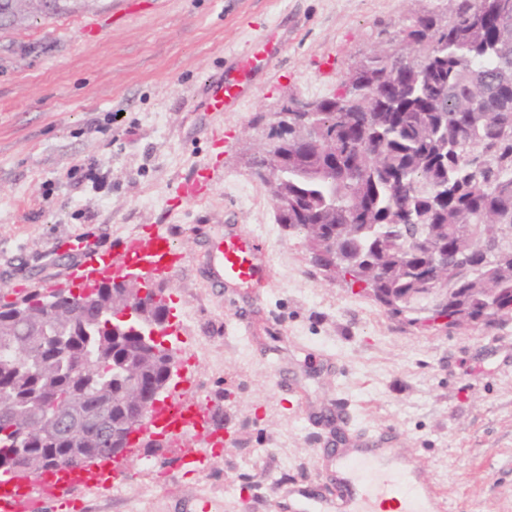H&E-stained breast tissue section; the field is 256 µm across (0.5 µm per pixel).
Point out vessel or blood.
<instances>
[{"label":"vessel or blood","instance_id":"b4317fda","mask_svg":"<svg viewBox=\"0 0 512 512\" xmlns=\"http://www.w3.org/2000/svg\"><path fill=\"white\" fill-rule=\"evenodd\" d=\"M282 50L276 32H269L253 49L239 56L224 74L212 78L205 87L202 106L208 112H227L241 104L252 92L251 75L257 61H269ZM211 164H200L175 188L181 202L206 198L212 186ZM81 262L75 263L71 279L78 289L92 287L94 272L108 271L120 277L131 268L146 265L147 275H163L180 267L184 256L178 252L163 226H155L151 236L133 235L122 243V260L90 242L79 248ZM212 263L218 266L219 280L239 287L270 285L271 271L260 237L242 229L225 231L217 243ZM202 408L184 407L172 399L156 406L146 419L144 430L158 429L175 441H185L205 424ZM84 470L66 475L48 467L19 483L17 477L0 474V512H64L75 490L90 485ZM336 491V512H445V503L432 485L421 483L418 470L388 469L382 466L375 449L365 448L353 456L337 455L336 468L323 482Z\"/></svg>","mask_w":512,"mask_h":512}]
</instances>
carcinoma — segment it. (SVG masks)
I'll list each match as a JSON object with an SVG mask.
<instances>
[{
	"label": "carcinoma",
	"instance_id": "carcinoma-1",
	"mask_svg": "<svg viewBox=\"0 0 512 512\" xmlns=\"http://www.w3.org/2000/svg\"><path fill=\"white\" fill-rule=\"evenodd\" d=\"M447 17L412 13L396 45L352 64L340 92L299 113L302 130L270 125L273 149L253 164L275 173L271 197L287 204L277 221L304 238L315 266L333 249L361 269L350 284L374 290L389 314L415 326L429 316L448 326L487 327L512 319V266L494 253L512 251V0H448ZM446 279L445 293H427ZM116 306L137 292L107 287ZM141 313L170 314L163 289ZM40 292L0 299V467L15 475L58 466L68 454L99 448V436L77 443L36 420L29 405L61 407L90 394L111 402L113 427L126 422L129 379L112 372L136 343L142 321L115 333L88 303L64 315L63 343L41 335ZM141 385L165 386L170 361L151 347L136 355ZM31 435L28 451L16 435Z\"/></svg>",
	"mask_w": 512,
	"mask_h": 512
}]
</instances>
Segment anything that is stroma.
<instances>
[{
    "mask_svg": "<svg viewBox=\"0 0 512 512\" xmlns=\"http://www.w3.org/2000/svg\"><path fill=\"white\" fill-rule=\"evenodd\" d=\"M422 8L444 16L448 0H96L0 30V297L70 287L76 258L50 255L54 241L117 256L126 237L170 228L185 261L156 281L182 326L169 390L224 436L197 445L208 466L196 474L177 448H138L124 464L152 458L165 480L77 492V512H187L198 498L211 512H290L291 490L322 481L331 449L381 429L447 512H512V320L410 327L325 280L244 163L262 143L257 116L333 95ZM273 29L286 44L249 99L200 111L208 76ZM204 161L210 195L174 205L176 182ZM228 224L266 240L272 286H211L205 255ZM276 363L291 388L274 385Z\"/></svg>",
    "mask_w": 512,
    "mask_h": 512,
    "instance_id": "1",
    "label": "stroma"
}]
</instances>
